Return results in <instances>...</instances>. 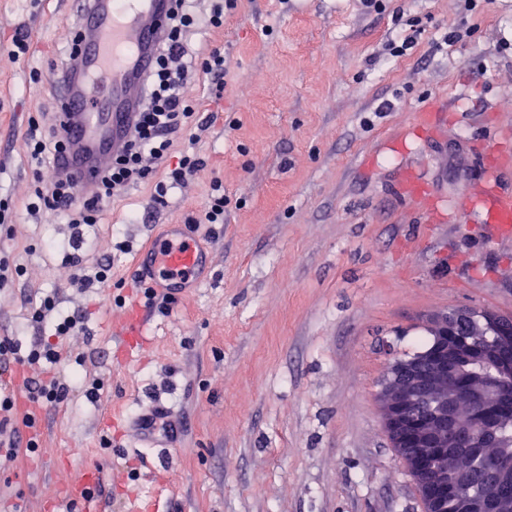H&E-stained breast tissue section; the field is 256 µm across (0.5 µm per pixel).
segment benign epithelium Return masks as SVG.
<instances>
[{
	"label": "benign epithelium",
	"mask_w": 512,
	"mask_h": 512,
	"mask_svg": "<svg viewBox=\"0 0 512 512\" xmlns=\"http://www.w3.org/2000/svg\"><path fill=\"white\" fill-rule=\"evenodd\" d=\"M471 319L467 309L430 318L433 346L391 362L379 393L393 446L417 449L411 468L432 476L421 493L427 512H497L512 495V455L499 451L512 425V316L484 313L490 336L461 333ZM474 456L490 493L466 492Z\"/></svg>",
	"instance_id": "benign-epithelium-1"
}]
</instances>
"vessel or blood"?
<instances>
[{"label": "vessel or blood", "mask_w": 512, "mask_h": 512, "mask_svg": "<svg viewBox=\"0 0 512 512\" xmlns=\"http://www.w3.org/2000/svg\"><path fill=\"white\" fill-rule=\"evenodd\" d=\"M171 0H90L78 36L75 72L65 84L51 83L59 101L70 150L64 171L76 174L77 194L90 190L98 172L125 145L154 50L164 37ZM468 212L489 224L512 225V192L487 188L469 198ZM137 270L159 287L188 283L204 264L187 240L155 237L135 258Z\"/></svg>", "instance_id": "b4317fda"}]
</instances>
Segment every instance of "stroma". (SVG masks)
<instances>
[{"mask_svg":"<svg viewBox=\"0 0 512 512\" xmlns=\"http://www.w3.org/2000/svg\"><path fill=\"white\" fill-rule=\"evenodd\" d=\"M386 5L239 0L223 30L195 32L226 70L221 96L201 80L187 89L205 166L165 204L149 181L113 199L81 252L90 269L111 261L112 280L84 295L52 248L69 225L25 210L22 147L31 118L55 121L49 67L73 19L61 0H0V196L13 210L0 253L27 267L0 288V336H49L26 314L54 288L60 310L85 317L63 344L56 369L73 388L42 414L39 456L0 453V512H64L77 472L104 481L78 512H423L379 391L395 358L422 350L432 315H512V235L458 215L487 179L512 190V0L471 15L458 0ZM415 16L414 47L388 57ZM459 29L467 41L446 45ZM17 35L28 59L6 51ZM215 177L224 221L192 223ZM167 224L208 267L171 311L129 324L142 304L134 258ZM154 409L171 432L142 430Z\"/></svg>","mask_w":512,"mask_h":512,"instance_id":"stroma-1","label":"stroma"}]
</instances>
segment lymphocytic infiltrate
Returning a JSON list of instances; mask_svg holds the SVG:
<instances>
[{
  "mask_svg": "<svg viewBox=\"0 0 512 512\" xmlns=\"http://www.w3.org/2000/svg\"><path fill=\"white\" fill-rule=\"evenodd\" d=\"M238 7V0H212L206 21H198L193 0H174L167 34L155 50L156 62L141 93L129 138L123 150L113 157L109 166L99 172L93 192L76 196L72 177L61 171L60 156L65 148L59 125L41 127L30 121L23 138V149L35 174L51 170L53 177L35 186L26 203L29 215L51 214L70 224L69 238L56 242L74 272L69 286L81 293L100 288L112 279V264L104 262L93 270L82 265L80 250L88 228L98 224L107 206L131 184L153 181L157 200L166 199L169 190L183 187L203 168L193 151H182L175 164H168L175 138L182 136L194 123L196 104L185 90L191 79L206 78L216 88L224 86V55L219 49L200 52L186 39L187 32L198 25L221 29L226 15ZM167 162L166 171H158L157 163ZM28 320L40 326L50 324L53 341L37 338L22 344L14 336H0V367L20 366L31 370L24 383L30 404L26 413H19L13 393H0V449L24 448L26 453L39 449L36 428L43 410L63 403L72 388L70 378L54 374L61 360L59 345L83 328L81 315L57 312L54 295L32 300Z\"/></svg>",
  "mask_w": 512,
  "mask_h": 512,
  "instance_id": "1",
  "label": "lymphocytic infiltrate"
}]
</instances>
